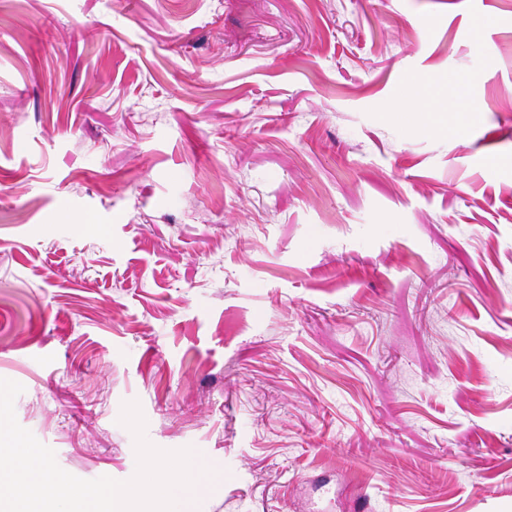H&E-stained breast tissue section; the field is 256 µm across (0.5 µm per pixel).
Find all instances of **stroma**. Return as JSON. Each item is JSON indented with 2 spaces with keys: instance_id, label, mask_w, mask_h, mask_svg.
<instances>
[{
  "instance_id": "obj_1",
  "label": "stroma",
  "mask_w": 512,
  "mask_h": 512,
  "mask_svg": "<svg viewBox=\"0 0 512 512\" xmlns=\"http://www.w3.org/2000/svg\"><path fill=\"white\" fill-rule=\"evenodd\" d=\"M0 378L199 512H512V0H0ZM406 106L412 107L409 112H417L418 127L422 132L432 130L431 116L436 112V103L428 86L419 83L408 85L400 105L395 109L401 112Z\"/></svg>"
}]
</instances>
